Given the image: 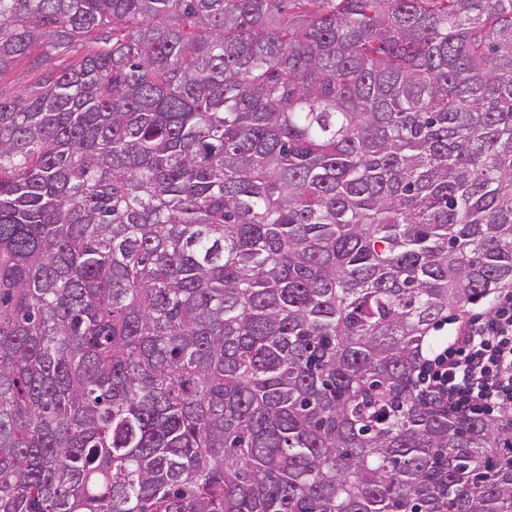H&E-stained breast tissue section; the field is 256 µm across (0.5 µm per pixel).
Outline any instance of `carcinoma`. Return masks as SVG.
Segmentation results:
<instances>
[{"label": "carcinoma", "instance_id": "1", "mask_svg": "<svg viewBox=\"0 0 512 512\" xmlns=\"http://www.w3.org/2000/svg\"><path fill=\"white\" fill-rule=\"evenodd\" d=\"M272 2L0 0V512H512V0ZM95 44L91 41L76 45L68 50H58L50 54L49 66H53L54 70H62L74 64L79 58L86 53L95 49ZM45 48L34 44L25 59L15 62L0 76V95L3 99H12L20 90L32 88L39 81L43 67ZM453 324L420 371L419 392L453 413L512 410V291Z\"/></svg>", "mask_w": 512, "mask_h": 512}]
</instances>
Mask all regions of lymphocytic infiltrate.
<instances>
[{
    "mask_svg": "<svg viewBox=\"0 0 512 512\" xmlns=\"http://www.w3.org/2000/svg\"><path fill=\"white\" fill-rule=\"evenodd\" d=\"M418 390L453 413L512 410V291L458 320L436 342Z\"/></svg>",
    "mask_w": 512,
    "mask_h": 512,
    "instance_id": "1",
    "label": "lymphocytic infiltrate"
}]
</instances>
